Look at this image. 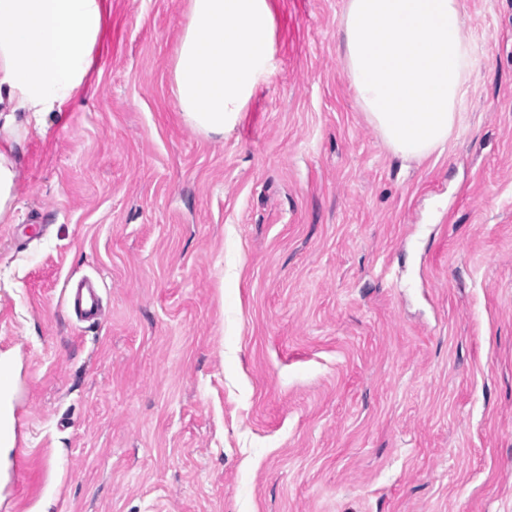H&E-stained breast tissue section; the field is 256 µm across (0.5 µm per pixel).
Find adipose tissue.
I'll return each mask as SVG.
<instances>
[{
  "instance_id": "1",
  "label": "adipose tissue",
  "mask_w": 512,
  "mask_h": 512,
  "mask_svg": "<svg viewBox=\"0 0 512 512\" xmlns=\"http://www.w3.org/2000/svg\"><path fill=\"white\" fill-rule=\"evenodd\" d=\"M105 0H0V223L16 209L17 154L49 113L82 91L103 36ZM464 0H344L340 57L356 100L406 161L443 150L458 130L478 46ZM272 0H189L170 60L177 108L220 136L276 72Z\"/></svg>"
}]
</instances>
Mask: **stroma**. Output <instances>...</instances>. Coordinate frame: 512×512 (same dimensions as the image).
Returning <instances> with one entry per match:
<instances>
[{
    "mask_svg": "<svg viewBox=\"0 0 512 512\" xmlns=\"http://www.w3.org/2000/svg\"><path fill=\"white\" fill-rule=\"evenodd\" d=\"M464 3L463 128L405 162L344 0H273L276 74L212 137L171 90L188 0H106L0 223V512H512V0ZM66 304L87 321L98 322L105 314V310L99 305L98 289L93 284L70 288Z\"/></svg>",
    "mask_w": 512,
    "mask_h": 512,
    "instance_id": "1",
    "label": "stroma"
}]
</instances>
